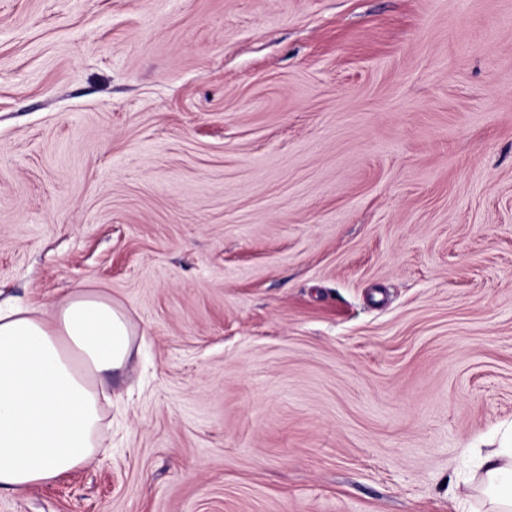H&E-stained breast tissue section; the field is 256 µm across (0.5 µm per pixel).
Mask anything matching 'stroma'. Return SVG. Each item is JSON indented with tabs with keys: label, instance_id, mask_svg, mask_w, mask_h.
Wrapping results in <instances>:
<instances>
[{
	"label": "stroma",
	"instance_id": "stroma-1",
	"mask_svg": "<svg viewBox=\"0 0 512 512\" xmlns=\"http://www.w3.org/2000/svg\"><path fill=\"white\" fill-rule=\"evenodd\" d=\"M77 290L112 449L0 512H478L512 0H0V301Z\"/></svg>",
	"mask_w": 512,
	"mask_h": 512
}]
</instances>
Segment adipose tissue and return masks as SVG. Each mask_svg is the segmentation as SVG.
<instances>
[{
  "label": "adipose tissue",
  "instance_id": "1",
  "mask_svg": "<svg viewBox=\"0 0 512 512\" xmlns=\"http://www.w3.org/2000/svg\"><path fill=\"white\" fill-rule=\"evenodd\" d=\"M136 334L100 292L0 310V490L26 493L101 453L103 381L128 367ZM484 466L487 512H512V432Z\"/></svg>",
  "mask_w": 512,
  "mask_h": 512
}]
</instances>
